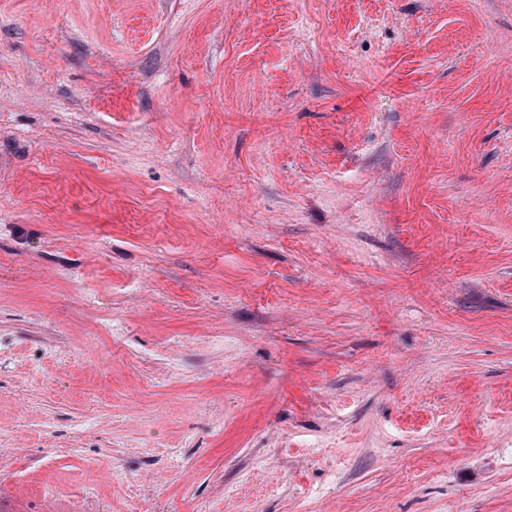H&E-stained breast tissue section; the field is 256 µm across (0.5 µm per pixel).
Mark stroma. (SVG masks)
<instances>
[{
  "mask_svg": "<svg viewBox=\"0 0 512 512\" xmlns=\"http://www.w3.org/2000/svg\"><path fill=\"white\" fill-rule=\"evenodd\" d=\"M0 512H512V0H0Z\"/></svg>",
  "mask_w": 512,
  "mask_h": 512,
  "instance_id": "1",
  "label": "stroma"
}]
</instances>
